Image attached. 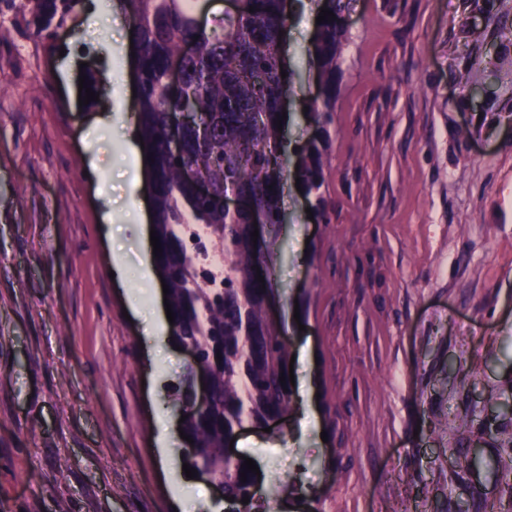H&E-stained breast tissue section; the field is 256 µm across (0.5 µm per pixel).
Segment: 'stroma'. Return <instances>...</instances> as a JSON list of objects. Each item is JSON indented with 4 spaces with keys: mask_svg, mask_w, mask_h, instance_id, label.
<instances>
[{
    "mask_svg": "<svg viewBox=\"0 0 512 512\" xmlns=\"http://www.w3.org/2000/svg\"><path fill=\"white\" fill-rule=\"evenodd\" d=\"M22 3L0 0V512H175L158 408L191 360L144 344L160 279L109 276L118 245L150 234L116 140L135 118L130 17L80 6L37 36ZM348 25L330 223L283 197L274 315L294 406L234 443L261 472L249 509L475 512L512 496L496 474L512 446L487 436L512 432V0H357ZM286 30L301 79L283 129L299 140L315 17L295 9ZM82 74L112 94L79 105ZM106 194L132 225H103ZM465 413L482 462L458 472Z\"/></svg>",
    "mask_w": 512,
    "mask_h": 512,
    "instance_id": "1",
    "label": "stroma"
}]
</instances>
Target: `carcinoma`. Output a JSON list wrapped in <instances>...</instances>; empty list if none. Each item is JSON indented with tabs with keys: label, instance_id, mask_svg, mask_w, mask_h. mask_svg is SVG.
<instances>
[{
	"label": "carcinoma",
	"instance_id": "cac0c4a2",
	"mask_svg": "<svg viewBox=\"0 0 512 512\" xmlns=\"http://www.w3.org/2000/svg\"><path fill=\"white\" fill-rule=\"evenodd\" d=\"M35 33L53 20L63 22L82 0H26ZM335 19L317 25L308 49L318 76L317 97L308 106V133L289 144L277 129L281 102L297 92L295 72L281 77L282 38L288 12L303 0H246L240 13L197 22V0H120L130 15L129 41L138 75L137 135L144 142L143 189L156 205L162 253L156 273H168V302L174 313L170 334L190 341L199 357L173 392L181 423L193 443L184 448L190 467L207 468L224 479V497L237 505L249 495L252 472L241 481L244 460L224 455V442L249 421L291 407L290 350L281 345L280 326L266 320L263 297L271 281L252 276L257 254L249 241L253 212L270 227L280 224L284 186L301 178V195L313 218L330 220L325 169L331 149L333 113L342 91L344 51L351 34L340 24L352 0H315ZM254 11H249V8ZM193 42L196 52L183 54ZM183 84L173 88L174 65ZM209 184L215 195L246 194L251 208L228 212L196 195L186 171ZM224 254V266L211 255ZM222 360H217V356ZM210 375L207 406L194 398V377Z\"/></svg>",
	"mask_w": 512,
	"mask_h": 512
}]
</instances>
